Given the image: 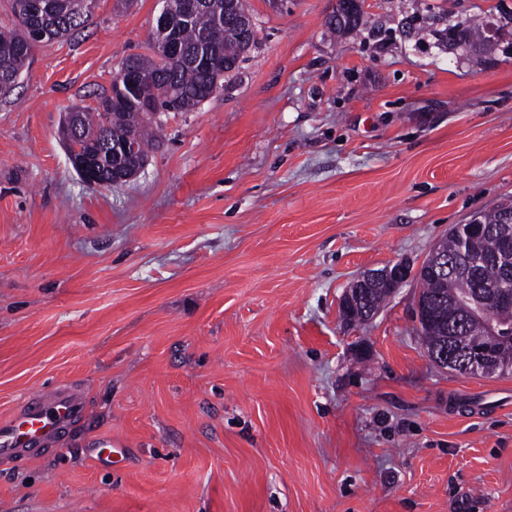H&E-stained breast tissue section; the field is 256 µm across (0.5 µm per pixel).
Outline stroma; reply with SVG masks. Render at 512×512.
I'll return each instance as SVG.
<instances>
[{
	"mask_svg": "<svg viewBox=\"0 0 512 512\" xmlns=\"http://www.w3.org/2000/svg\"><path fill=\"white\" fill-rule=\"evenodd\" d=\"M113 2L0 96V419L69 380L88 400L56 450L0 467V512H512V374L431 362L411 281L340 317L361 273L420 267L512 199V0H362L336 34L331 0H247L245 60L101 189L61 116L161 9ZM470 16L501 39L449 41Z\"/></svg>",
	"mask_w": 512,
	"mask_h": 512,
	"instance_id": "1",
	"label": "stroma"
}]
</instances>
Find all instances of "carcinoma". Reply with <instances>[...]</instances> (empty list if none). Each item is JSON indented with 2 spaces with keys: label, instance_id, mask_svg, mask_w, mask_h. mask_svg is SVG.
Instances as JSON below:
<instances>
[{
  "label": "carcinoma",
  "instance_id": "1",
  "mask_svg": "<svg viewBox=\"0 0 512 512\" xmlns=\"http://www.w3.org/2000/svg\"><path fill=\"white\" fill-rule=\"evenodd\" d=\"M96 0H12V19L0 26V48L15 49L6 62L0 61V95L15 88L16 76L22 75L32 54L23 49L29 28L47 31L46 41L67 38L84 28L93 14ZM184 0H163L169 7L171 22L165 32L152 33L147 53L133 54L121 63L130 71L136 92L117 89L96 97V106L74 104L69 111L77 113L78 135L70 140L67 150L79 156L90 155L105 175L112 172V147L126 141L133 113L140 111L139 94L151 96L158 113L193 112L206 98V91L221 88L224 74L231 73L229 60H243L256 43V31L248 34L224 20V0H196L194 9L184 13ZM180 43L181 60L170 62L154 45L159 39ZM140 125L136 142V157L149 158L155 141L154 125ZM442 251L461 261L460 270L446 282L422 276L421 296L428 303L431 315L419 321L420 335L426 349L442 345L448 336V299L470 301L481 283H497L512 279V267L497 261L504 248L503 238L486 231L465 232L452 227L439 240ZM365 306L380 309L390 298L387 285L372 281L367 284ZM474 350L487 353L499 371L512 368V342L495 336H471Z\"/></svg>",
  "mask_w": 512,
  "mask_h": 512
}]
</instances>
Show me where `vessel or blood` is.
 I'll return each mask as SVG.
<instances>
[{
  "instance_id": "vessel-or-blood-1",
  "label": "vessel or blood",
  "mask_w": 512,
  "mask_h": 512,
  "mask_svg": "<svg viewBox=\"0 0 512 512\" xmlns=\"http://www.w3.org/2000/svg\"><path fill=\"white\" fill-rule=\"evenodd\" d=\"M86 412L79 383L36 391L0 422V463L15 465L37 457L68 436Z\"/></svg>"
}]
</instances>
